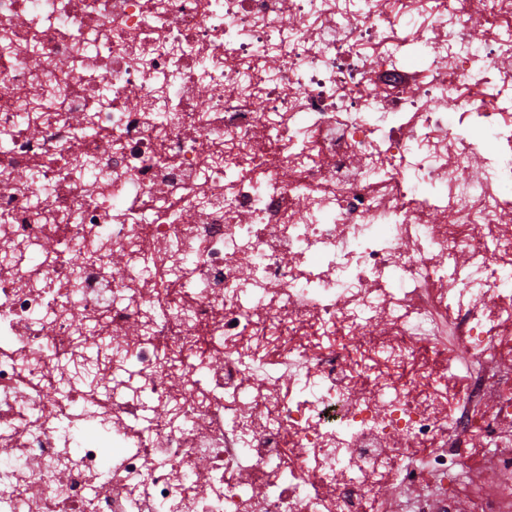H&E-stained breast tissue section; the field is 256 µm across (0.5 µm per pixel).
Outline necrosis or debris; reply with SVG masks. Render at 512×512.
<instances>
[{"label":"necrosis or debris","instance_id":"necrosis-or-debris-1","mask_svg":"<svg viewBox=\"0 0 512 512\" xmlns=\"http://www.w3.org/2000/svg\"><path fill=\"white\" fill-rule=\"evenodd\" d=\"M510 324L512 0H0V512H458Z\"/></svg>","mask_w":512,"mask_h":512}]
</instances>
